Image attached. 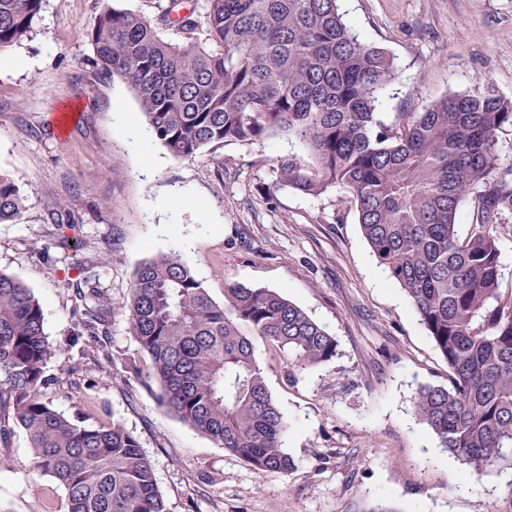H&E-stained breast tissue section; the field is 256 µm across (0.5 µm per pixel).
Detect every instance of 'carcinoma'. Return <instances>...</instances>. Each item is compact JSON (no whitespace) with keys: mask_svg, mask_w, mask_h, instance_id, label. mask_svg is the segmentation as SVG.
Masks as SVG:
<instances>
[{"mask_svg":"<svg viewBox=\"0 0 512 512\" xmlns=\"http://www.w3.org/2000/svg\"><path fill=\"white\" fill-rule=\"evenodd\" d=\"M43 6L0 0V57L32 36ZM181 9L168 0L154 16L100 12L88 33L94 82L124 81L178 158L226 142L298 140L306 155L280 159L268 192L349 194L373 255L448 364V385L418 389L416 414L476 480L512 465V294L499 288L496 242L497 225L512 216V164L497 152L512 99L479 86L379 127L395 58L359 39L339 0H198L171 19ZM172 22L179 42L161 35ZM467 199L473 216L462 237L456 218ZM27 201L0 172V223L21 221ZM84 284L92 336L112 302ZM121 308L167 412L261 474L296 469L255 344L307 370L336 358L335 337L276 290L226 282L224 301L215 300L174 250L139 264ZM52 351L39 298L0 270V440L12 424L25 431L33 470L63 487L68 512H167L136 436L43 400Z\"/></svg>","mask_w":512,"mask_h":512,"instance_id":"1","label":"carcinoma"}]
</instances>
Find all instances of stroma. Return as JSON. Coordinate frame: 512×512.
<instances>
[{"label": "stroma", "mask_w": 512, "mask_h": 512, "mask_svg": "<svg viewBox=\"0 0 512 512\" xmlns=\"http://www.w3.org/2000/svg\"><path fill=\"white\" fill-rule=\"evenodd\" d=\"M152 12L150 0H45L32 35L0 68V171L21 184L29 210L0 224V270L40 299L54 354L42 397L68 416L120 422L151 461L168 512H512L501 466L461 490L459 469L419 419V386L444 385L448 365L405 291L364 239L341 189L267 197L277 160L304 156L285 136L228 142L192 160L174 157L139 120L126 83L92 81L88 32L108 6ZM360 38L387 49L396 76L378 108L382 125L489 81L512 99V0H341ZM78 107L59 138L54 114ZM223 177H216V163ZM79 210L76 225L47 205ZM69 247H59L61 239ZM178 250L216 300L225 281L280 291L338 342L337 357L300 371L257 345L283 414L297 468L258 474L247 462L167 413L148 379L151 360L133 336L126 300L138 264ZM116 302L103 333L73 343L83 311L84 266ZM23 429L0 447V512H68L53 478L34 473Z\"/></svg>", "instance_id": "stroma-1"}]
</instances>
